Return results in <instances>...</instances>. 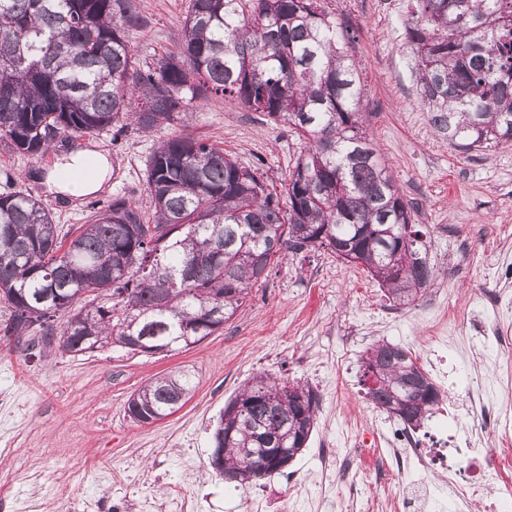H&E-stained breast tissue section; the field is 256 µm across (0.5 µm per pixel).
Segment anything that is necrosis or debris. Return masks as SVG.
I'll return each mask as SVG.
<instances>
[{
  "instance_id": "necrosis-or-debris-1",
  "label": "necrosis or debris",
  "mask_w": 512,
  "mask_h": 512,
  "mask_svg": "<svg viewBox=\"0 0 512 512\" xmlns=\"http://www.w3.org/2000/svg\"><path fill=\"white\" fill-rule=\"evenodd\" d=\"M426 362L444 387L445 404L436 409V417L458 420L465 399L453 391V364L438 355L427 357ZM501 420V415L485 412L474 420L470 432L448 431L437 448L422 447L415 430L395 426L386 439L392 464L400 467L413 461L439 477L431 485L399 488L395 494L399 512H427L431 502L443 495L456 507L477 504L481 512H506L512 503V429L503 427ZM494 423L499 426L495 447H478L479 435Z\"/></svg>"
}]
</instances>
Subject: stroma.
Wrapping results in <instances>:
<instances>
[{
	"label": "stroma",
	"mask_w": 512,
	"mask_h": 512,
	"mask_svg": "<svg viewBox=\"0 0 512 512\" xmlns=\"http://www.w3.org/2000/svg\"><path fill=\"white\" fill-rule=\"evenodd\" d=\"M409 0H329L350 27L363 88L366 131L401 195L426 225L439 276L414 304L394 308L362 266L330 251L273 257L265 283L205 340L168 353L107 347L85 355L28 349L0 340V512H246L248 502L278 512L289 487L298 512H391L399 474L383 459L394 418L367 400L362 358L386 340L420 358L437 352L460 370L457 390L504 397L496 361L512 354L488 332L496 298L512 299V142L483 151L451 147L417 101L407 44ZM189 0H136L129 32L137 62L175 51ZM188 124L239 162L258 167L275 191L307 142L237 101L194 104ZM75 137L42 156L0 144V186L40 199L62 229L79 227L93 202L126 195L150 206L145 162L179 133ZM93 149L114 173L101 189L63 198L49 176L62 153ZM189 372L194 390L175 413L151 425L125 412L152 379ZM306 385L319 397L317 428L285 469L244 486L210 465L212 433L227 401L259 374Z\"/></svg>",
	"instance_id": "obj_1"
}]
</instances>
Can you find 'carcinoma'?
<instances>
[{
  "instance_id": "carcinoma-1",
  "label": "carcinoma",
  "mask_w": 512,
  "mask_h": 512,
  "mask_svg": "<svg viewBox=\"0 0 512 512\" xmlns=\"http://www.w3.org/2000/svg\"><path fill=\"white\" fill-rule=\"evenodd\" d=\"M326 0H190L176 52L139 66L129 29L132 0H0V143L23 156L63 135L100 136L134 125L151 132L186 122L194 101L231 96L309 146L288 174L285 197L224 149L181 133L149 155L150 213L115 197L93 208L75 239L23 191L0 193V297L11 308L0 335L15 343L38 322L55 341L54 318L81 295L112 300L75 312L63 334L128 348H186L224 326L285 251L336 252L343 244L396 306L413 304L436 277L427 233L372 146L362 85L345 24ZM405 26L416 91L436 131L463 151L512 142V0H413ZM35 312L44 316L31 317ZM377 367L364 365L368 400L421 426L440 391L410 351L379 340ZM381 384H370L369 374ZM190 375L156 378L128 401L138 423L173 413ZM318 399L268 375L248 381L213 432L224 481L277 471L274 452L302 448Z\"/></svg>"
}]
</instances>
